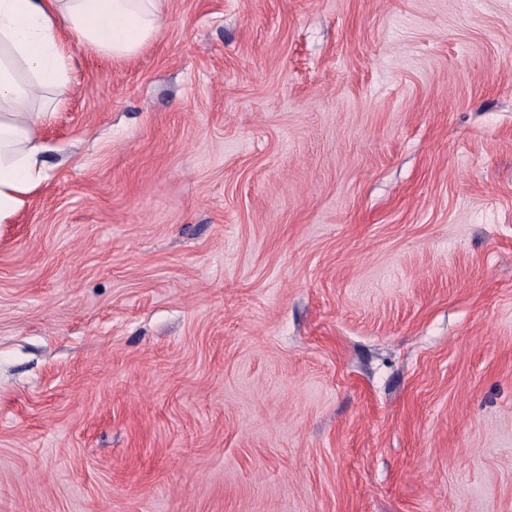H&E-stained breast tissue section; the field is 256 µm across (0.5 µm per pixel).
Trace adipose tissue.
Returning <instances> with one entry per match:
<instances>
[{
    "label": "adipose tissue",
    "instance_id": "obj_1",
    "mask_svg": "<svg viewBox=\"0 0 512 512\" xmlns=\"http://www.w3.org/2000/svg\"><path fill=\"white\" fill-rule=\"evenodd\" d=\"M161 0H0V221L41 185L54 101L70 83V43L112 61L140 53L164 25Z\"/></svg>",
    "mask_w": 512,
    "mask_h": 512
}]
</instances>
